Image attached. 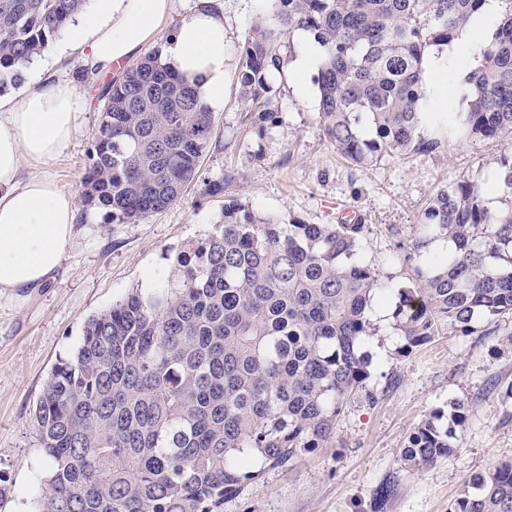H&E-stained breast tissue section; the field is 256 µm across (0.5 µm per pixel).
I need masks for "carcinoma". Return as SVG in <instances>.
<instances>
[{
  "instance_id": "1",
  "label": "carcinoma",
  "mask_w": 512,
  "mask_h": 512,
  "mask_svg": "<svg viewBox=\"0 0 512 512\" xmlns=\"http://www.w3.org/2000/svg\"><path fill=\"white\" fill-rule=\"evenodd\" d=\"M274 27L249 30L235 82L254 105L259 136L282 123L269 76L282 68L275 30L303 31L321 50L311 77L325 138L357 166L433 152L442 142L421 112L424 62L448 46L486 0H267ZM480 65L455 85L448 134L498 138L505 208L484 206L481 184L440 190L397 243L407 261L442 238L397 288L393 318L410 348L440 323L466 335L478 319L512 314V0ZM87 0H0V95L75 20ZM98 132L82 203L111 224L182 199L214 138L213 112L156 49L101 86ZM369 228L280 224L238 204L208 236L176 250L164 284L87 319L81 343L52 370L34 418L53 469L36 512H222L257 479L260 457L288 468L323 447L345 398L367 386L368 310L383 302L361 256ZM427 420L401 451L421 470L454 453L452 427ZM452 512H512V461L473 479Z\"/></svg>"
}]
</instances>
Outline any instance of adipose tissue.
I'll list each match as a JSON object with an SVG mask.
<instances>
[{"label":"adipose tissue","mask_w":512,"mask_h":512,"mask_svg":"<svg viewBox=\"0 0 512 512\" xmlns=\"http://www.w3.org/2000/svg\"><path fill=\"white\" fill-rule=\"evenodd\" d=\"M173 4L89 0L61 48L78 51L86 66L107 73L160 45L164 60L197 83L201 103L219 107L227 75L222 6L219 0H193L189 15L167 40H159ZM502 8L501 0H486L451 46L428 53L430 106L447 107L449 83L472 62ZM78 104L74 85L43 76L29 78L19 98L0 97V293L43 287L61 263L75 223L76 197L47 178L19 181L18 173L22 160L50 158L72 139Z\"/></svg>","instance_id":"1"}]
</instances>
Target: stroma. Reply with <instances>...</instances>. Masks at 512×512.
<instances>
[{
    "label": "stroma",
    "mask_w": 512,
    "mask_h": 512,
    "mask_svg": "<svg viewBox=\"0 0 512 512\" xmlns=\"http://www.w3.org/2000/svg\"><path fill=\"white\" fill-rule=\"evenodd\" d=\"M226 28L224 101L214 109L216 146L203 160L184 197L161 213L130 224L107 223L102 213L79 208L74 236L52 280L36 290L0 296V512H36L47 488L50 461L33 413L53 367L79 346L85 321L129 293H152L167 274L169 249L203 237L237 202L282 224H335L360 216L369 226L362 256L380 283L396 287L413 275L399 259L430 198L462 179H486L504 150L499 139H444L440 149L386 157L368 166L342 158L326 141L319 94L293 91L286 70L303 50L295 34L280 37L285 67L270 78L282 113L280 126L257 137L235 87L238 47L248 30L265 23V0H221ZM100 102L94 85L81 88L79 128L56 156L24 161L20 179L46 177L81 194L87 151L98 132ZM223 180L224 192L203 195L206 182ZM393 304L374 306L375 329L363 349L371 359L366 390L351 394L332 438L289 468H264L260 477L225 499L224 512H372L375 489L394 479L386 512H450L470 491L473 476L512 460V314L476 323L464 335L438 325L422 346L407 348L392 317ZM464 407L456 452L436 465L406 471L402 448L414 428L450 403Z\"/></svg>",
    "instance_id": "1"
}]
</instances>
